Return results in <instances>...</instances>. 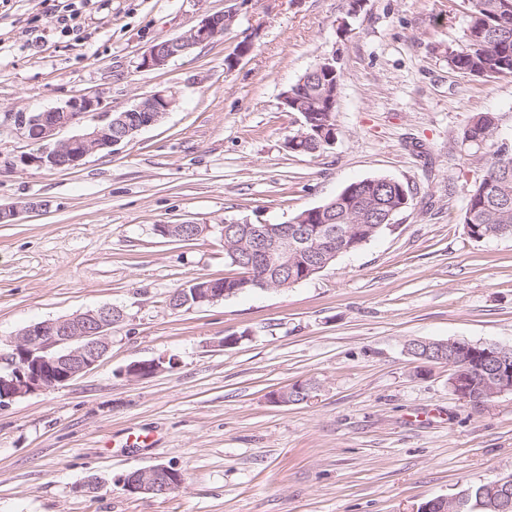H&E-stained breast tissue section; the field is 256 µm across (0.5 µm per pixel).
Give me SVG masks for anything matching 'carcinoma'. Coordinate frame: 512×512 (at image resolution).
Instances as JSON below:
<instances>
[{
  "mask_svg": "<svg viewBox=\"0 0 512 512\" xmlns=\"http://www.w3.org/2000/svg\"><path fill=\"white\" fill-rule=\"evenodd\" d=\"M468 27L465 42L450 52L448 63L463 73L478 78H494L512 74V0H467ZM341 74L323 76L305 81L299 90L303 98H316L325 93L338 91ZM321 113L310 123L302 117L303 131L310 138L297 143L300 152L305 153L310 144L321 141L318 129L321 128ZM500 117L494 113L481 112L474 115L464 131L463 143L484 151L487 163L484 174L471 190L462 216L468 236L480 242L493 237H512V139L496 135ZM346 204L336 210V215L344 216L341 227L349 231L351 251L360 249L377 235L389 228V224H361L359 213L374 203L381 209L392 212L397 217L410 206V200L403 199L398 188L378 178L377 187L366 180L352 182L340 193ZM329 244L327 233H319L306 245L305 249L289 256L297 270L316 268L323 263V256ZM224 258L238 273L232 277L216 280L224 288V296L231 297L254 289L245 285V275L249 270L236 264L231 249H224ZM470 498L462 512H512V492L504 494V488L492 489V483L467 485Z\"/></svg>",
  "mask_w": 512,
  "mask_h": 512,
  "instance_id": "1",
  "label": "carcinoma"
}]
</instances>
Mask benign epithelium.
<instances>
[{
    "instance_id": "1",
    "label": "benign epithelium",
    "mask_w": 512,
    "mask_h": 512,
    "mask_svg": "<svg viewBox=\"0 0 512 512\" xmlns=\"http://www.w3.org/2000/svg\"><path fill=\"white\" fill-rule=\"evenodd\" d=\"M237 16L236 8L224 14H210L187 34L163 40L152 45L144 54L139 67L156 69L170 60L201 44L209 43L224 35ZM173 99L164 91L156 92L133 108L115 114L107 112L100 123L85 128L67 139H56L57 131L82 123L90 113L99 110L100 98L85 95L69 100L65 106L42 112H18L8 115L7 122L13 131L31 143L40 146L33 153L20 156L6 168L19 165L48 169H70L79 166L89 155L103 147H113L125 139H132L141 129L160 121L169 111ZM142 113L141 119L133 113ZM119 129V138H112V130ZM309 242L305 227L291 229L266 226L254 233L250 240L239 243L242 257L239 262L250 268L266 265L288 274V256L298 244ZM196 281L176 293H192L187 303L203 305L224 298V289L215 283L194 287ZM122 310L111 305L55 320H46L24 329L14 342L10 356V370L0 372V407L14 399L37 390L58 389L77 376L91 370L105 355L109 346L112 327L123 320ZM450 352L440 349L425 353L422 359L444 363L453 369L451 383L454 392L463 400L484 405L498 395L512 390V354L509 348L493 344H474L452 341ZM164 360H150L130 365V377L153 375L163 370ZM476 366L487 373V383L478 393L470 392L471 375L468 368ZM119 484L131 495L164 497L182 484L181 475L166 466H152L132 470L118 479Z\"/></svg>"
}]
</instances>
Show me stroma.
<instances>
[{"label": "stroma", "mask_w": 512, "mask_h": 512, "mask_svg": "<svg viewBox=\"0 0 512 512\" xmlns=\"http://www.w3.org/2000/svg\"><path fill=\"white\" fill-rule=\"evenodd\" d=\"M249 0L222 39L144 70L156 42L227 0H85L61 35L66 0L0 10V117L82 95L122 112L159 91L176 103L128 143L72 169H7L35 152L0 128V370L31 324L103 305L124 319L100 362L67 386L0 408V512H416L512 477V391L464 401L452 370L410 355L412 339L512 347V237L469 238L461 215L486 166L462 142L492 112L512 139V75L454 71L462 0ZM253 48L235 68L225 59ZM339 57L336 140L286 141L301 118L282 96ZM386 176L413 204L359 251L288 288L255 289L175 313L168 296L236 270L224 224H282L351 182ZM195 223L190 241L163 224ZM227 336L236 337L224 345ZM163 359L133 379L127 367ZM310 401L273 402L298 382ZM148 441L131 445L128 435ZM165 465V498L118 479Z\"/></svg>", "instance_id": "obj_1"}]
</instances>
